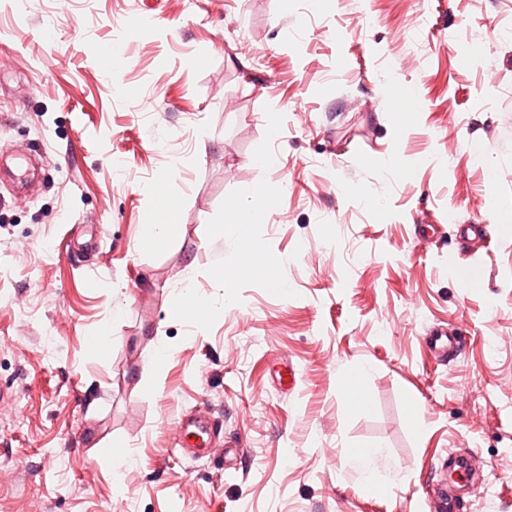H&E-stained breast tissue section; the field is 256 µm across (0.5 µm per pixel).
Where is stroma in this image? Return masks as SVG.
<instances>
[{"label":"stroma","mask_w":512,"mask_h":512,"mask_svg":"<svg viewBox=\"0 0 512 512\" xmlns=\"http://www.w3.org/2000/svg\"><path fill=\"white\" fill-rule=\"evenodd\" d=\"M0 154L37 171L0 181V512H432L459 456L463 512H512V0H0ZM149 191L155 197L163 219L155 224L142 226L140 244L147 249L167 244L178 235L181 228V225L175 222L176 205L165 195L161 184L150 187ZM174 301L170 308V314L177 319L194 316L196 321L199 320V297L195 288L194 278L186 277L178 281L172 287ZM382 455V449L379 447L358 448L353 451L352 460L361 476L363 490L366 493L372 494L384 486L377 465Z\"/></svg>","instance_id":"35a3bbf8"}]
</instances>
